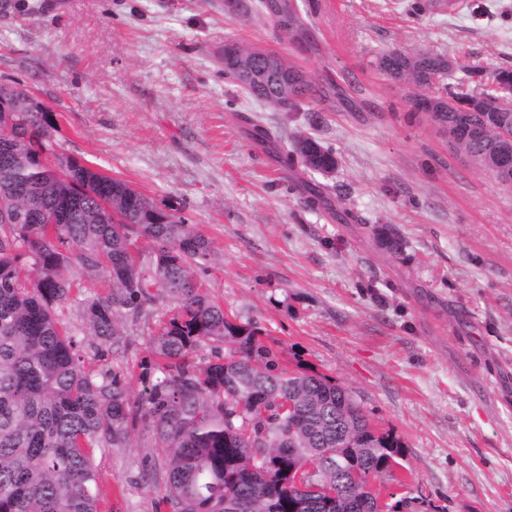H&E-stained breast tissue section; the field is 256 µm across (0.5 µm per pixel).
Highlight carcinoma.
I'll list each match as a JSON object with an SVG mask.
<instances>
[{"mask_svg":"<svg viewBox=\"0 0 512 512\" xmlns=\"http://www.w3.org/2000/svg\"><path fill=\"white\" fill-rule=\"evenodd\" d=\"M408 51L373 57L383 76L420 94L479 101L505 68L482 78L471 70L444 83L408 61ZM485 137L453 152L494 149L495 127L512 124V108L472 112ZM456 113L442 105L429 118L448 129ZM51 125L46 111L0 101V204L21 211L0 225V512H100L92 450L124 448L146 423L164 446L159 469L170 512H380L376 482L393 476L401 445L368 419L351 392L315 372L290 371L261 339L260 329L226 318L191 268L211 257L209 240L125 181L71 158L62 179L43 160ZM319 174L336 154L303 137L286 154ZM77 207L62 224L30 216ZM106 272V295L78 300L92 335L115 349L123 326L145 317L159 288L177 313L151 337L146 388L130 401L120 377L85 371L78 342L55 306L73 300L65 272ZM224 346L218 362H190L198 347ZM293 405V414L283 407ZM312 467L306 486L348 484L341 502L301 491L296 473ZM415 497L391 499L394 512H419Z\"/></svg>","mask_w":512,"mask_h":512,"instance_id":"carcinoma-1","label":"carcinoma"}]
</instances>
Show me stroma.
Returning <instances> with one entry per match:
<instances>
[{"instance_id":"stroma-1","label":"stroma","mask_w":512,"mask_h":512,"mask_svg":"<svg viewBox=\"0 0 512 512\" xmlns=\"http://www.w3.org/2000/svg\"><path fill=\"white\" fill-rule=\"evenodd\" d=\"M0 0V83L50 119L54 149L121 178L211 243L192 269L236 323L262 329L289 368L333 378L402 445L395 475L444 512H512V187L451 152L412 88L378 52H443L454 77L512 68V0H291L315 42L301 49L257 0ZM259 45L319 96L286 112L224 78L214 51ZM315 138L334 173L310 175L252 137ZM314 179L328 206L308 205ZM356 213L342 224L335 210ZM388 230L403 248L379 242ZM158 296L127 347L90 336L77 303L58 315L84 367L138 397ZM163 450L139 428L97 448L101 512H169L146 470Z\"/></svg>"}]
</instances>
